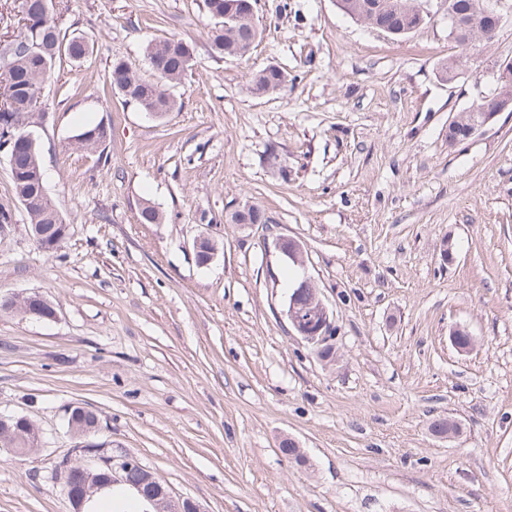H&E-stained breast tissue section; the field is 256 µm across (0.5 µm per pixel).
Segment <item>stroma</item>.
<instances>
[{"label": "stroma", "instance_id": "1", "mask_svg": "<svg viewBox=\"0 0 512 512\" xmlns=\"http://www.w3.org/2000/svg\"><path fill=\"white\" fill-rule=\"evenodd\" d=\"M53 5L90 52L44 84L33 130L68 226L57 252L30 238L0 150L13 212L0 295L37 292L57 311H0V414L44 434L29 456L0 451V512H72L51 477L74 445L72 405L204 512H512V108L448 145L449 122L489 91V63L512 61V0L474 52L439 0L402 39L336 0H256L260 35L238 58L211 52L204 0ZM173 37L194 62L155 118L107 74L120 59L151 78L147 44ZM272 65L285 86L252 94ZM98 123L103 153L79 149ZM147 203L162 223H142ZM246 203L274 223H228ZM202 235L217 246L206 267ZM279 235L303 245L334 314V362L288 322ZM457 326L470 352L451 345ZM439 418L458 433L433 435ZM287 439L300 457L281 452Z\"/></svg>", "mask_w": 512, "mask_h": 512}]
</instances>
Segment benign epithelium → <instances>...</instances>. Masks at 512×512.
I'll list each match as a JSON object with an SVG mask.
<instances>
[{
  "mask_svg": "<svg viewBox=\"0 0 512 512\" xmlns=\"http://www.w3.org/2000/svg\"><path fill=\"white\" fill-rule=\"evenodd\" d=\"M450 36L455 38L459 32L466 33L471 39L474 35L495 37L498 35L504 15L498 10L496 0H487L477 17L461 19L459 15L446 12ZM494 85L490 93L480 97L489 101L490 106L482 112H470L448 123V145H458L457 129L461 123L467 124L468 136H474L496 112H502L512 106V62H497L490 68ZM236 224H266L268 215L257 207L245 206L233 212ZM276 250L296 266L306 268L303 246L294 238L280 236L275 239ZM196 259L206 266L214 258L216 248L210 239L201 237L196 240ZM21 307L23 314L39 319L53 320L57 313L52 304L40 294H15L0 301V307L12 310ZM286 315L296 333L304 341L319 347L323 351L331 347L330 340L335 326L333 313L324 303L314 280L303 275L287 297ZM453 347L467 352L474 345L473 337L461 327L449 333ZM43 444L42 433L25 416H0V447L11 454L23 452L27 447L36 450ZM73 467L69 485L64 488L73 512H89L87 505L97 491L116 485H128L127 471L133 466L130 457L120 449L108 450L102 444L83 443L71 449ZM147 481L152 484L153 495L145 497L152 512H203L201 506L189 497L175 498L152 473H147Z\"/></svg>",
  "mask_w": 512,
  "mask_h": 512,
  "instance_id": "7a95c632",
  "label": "benign epithelium"
}]
</instances>
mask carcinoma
<instances>
[{
  "label": "carcinoma",
  "instance_id": "cac0c4a2",
  "mask_svg": "<svg viewBox=\"0 0 512 512\" xmlns=\"http://www.w3.org/2000/svg\"><path fill=\"white\" fill-rule=\"evenodd\" d=\"M26 14L18 18L17 26L0 39V59L7 58L8 69L0 68V113L19 116L17 125L0 128V141L14 137L19 142L15 153V167L10 169L11 186L15 198L27 194L32 198L25 208L29 223L54 224L55 251L66 238V226L48 194L45 173L37 142L29 138V128L40 120L37 110L28 101L33 85H42L55 72L62 60L79 62L89 53V43L81 34L68 37L61 34L52 12L45 6L52 0H24ZM388 10L382 20L391 26H401L409 18L418 0H387ZM209 16L214 20L210 35L211 50L222 56H234L235 41L255 40L258 27L246 12L239 11L236 21L225 26L224 0H205ZM236 32L237 40L230 33ZM192 46L181 38H166L146 47V58L156 79L146 80L133 72L125 62L114 61L108 72V82L114 91L128 101H135L142 110L150 109L162 115L171 111L175 101L166 86L181 82L190 67ZM287 81V73L268 66L251 77V93L264 94L279 89ZM103 125H86L75 136L76 143L90 151L99 149L106 138L91 134Z\"/></svg>",
  "mask_w": 512,
  "mask_h": 512
}]
</instances>
